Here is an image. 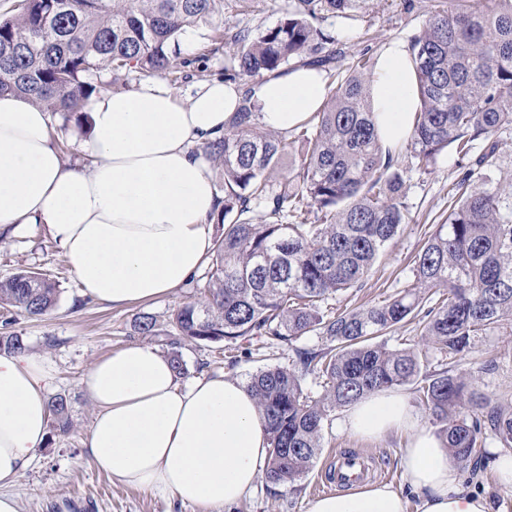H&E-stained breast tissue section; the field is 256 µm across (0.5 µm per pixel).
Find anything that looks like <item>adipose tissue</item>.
<instances>
[{
	"mask_svg": "<svg viewBox=\"0 0 512 512\" xmlns=\"http://www.w3.org/2000/svg\"><path fill=\"white\" fill-rule=\"evenodd\" d=\"M241 92L213 80L183 99L157 78L91 96L82 129L71 132L80 151L73 163L63 158L50 112L0 96V230L45 225L83 293L114 308L181 288L208 263L223 208L195 149L223 134ZM326 94L323 73L302 65L254 87L261 123L281 132L317 112ZM371 105L385 146L407 140L418 100L406 42L379 55ZM49 380L44 360L0 351V512H20L9 489L47 443ZM80 387L96 407L89 461L112 479L201 512L232 507L254 489L267 432L245 382L224 374L182 382L165 354L132 344L96 361ZM344 427L366 438L409 432L400 465L420 512H490L401 393L360 399ZM309 512L405 507L398 490L365 482L315 500Z\"/></svg>",
	"mask_w": 512,
	"mask_h": 512,
	"instance_id": "1",
	"label": "adipose tissue"
}]
</instances>
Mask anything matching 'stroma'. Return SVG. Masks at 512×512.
Wrapping results in <instances>:
<instances>
[{
  "label": "stroma",
  "mask_w": 512,
  "mask_h": 512,
  "mask_svg": "<svg viewBox=\"0 0 512 512\" xmlns=\"http://www.w3.org/2000/svg\"><path fill=\"white\" fill-rule=\"evenodd\" d=\"M438 2L367 0L353 18H330L324 26L336 36L345 60L363 54L374 57L391 41L411 39ZM257 4L256 11L249 14L225 8L215 23L234 31L244 26H269L281 19L282 0H257ZM209 33V28L202 27L189 31L183 39L182 54L192 58L193 63L177 69L172 87L180 97H187L190 88L198 83L224 76L223 51L200 61L195 58L198 45ZM398 164L406 183L407 222L376 260L363 287L330 300L332 309L379 304L409 289L414 257L426 233L447 217L453 186L470 161L448 151L428 174L412 168L406 157H399ZM23 267L44 270L59 285V299L50 315L30 319L15 313L13 329L25 337L30 354L48 362L52 372L49 392L68 397L75 430L65 437L49 434L33 466L16 480L12 492L22 512H201L198 507L123 485L91 465L85 438L95 407L81 390L79 379L97 360L138 342L135 324L140 316L148 313L166 320L174 307L197 295L206 283L205 275L194 277L183 288L158 300L113 309L83 296L66 259L42 224L31 225L22 236L0 241V278ZM49 336L57 338V346L46 345ZM182 352L189 376H198L199 365L205 361L209 372L242 380L269 365H291L294 358L292 348L285 344L239 353L232 364L215 359L205 345L189 343ZM472 360L492 364V371L483 375L479 389L493 405L512 411V322L482 337ZM346 414L343 407L331 412L323 447L308 474L275 494L266 480H259L255 491L229 512H309L320 486L338 492V484L328 483L326 474L338 458L348 453L365 458L370 467L369 480L404 489L400 456L408 442L407 434L398 432L381 440L354 435L341 426ZM463 475L466 487L488 497L491 512H512V488L498 483L492 464H485L477 474L464 470Z\"/></svg>",
  "instance_id": "stroma-1"
}]
</instances>
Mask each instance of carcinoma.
Wrapping results in <instances>:
<instances>
[{
  "instance_id": "1",
  "label": "carcinoma",
  "mask_w": 512,
  "mask_h": 512,
  "mask_svg": "<svg viewBox=\"0 0 512 512\" xmlns=\"http://www.w3.org/2000/svg\"><path fill=\"white\" fill-rule=\"evenodd\" d=\"M365 2L290 0L273 27L230 36L213 28L199 56L226 46L224 76L231 81L278 74L295 63L329 73L343 54L321 23ZM222 13L224 0H23L19 15L0 19V94L68 120L101 91L105 73L170 72L184 34ZM410 46L418 99L405 145L412 166L427 172L448 148L464 159L484 143L457 182L448 219L416 255L412 287L380 305L327 309L333 297L363 287L406 220L404 180L371 108L375 62L363 55L323 108L287 137L259 122L253 91H245L224 135L201 148L222 167L223 216H238L222 224L207 286L172 309L167 328H158L152 314L137 324L140 335L157 339L180 377L188 372L187 342L226 341L231 352L240 338L290 345L313 333L325 340V348L296 351L294 365L270 366L247 380L266 419L265 476L275 487L311 469L330 411L418 381L419 399L457 462L479 464L488 432L512 448V414L476 388L490 364L461 367L481 336L512 320V205L488 174L497 135L512 129V0H448ZM289 137L308 150L279 173ZM431 290L439 298L426 308ZM58 295L56 282L38 271L1 279L3 326L12 325L14 309L29 318L49 314ZM410 316L418 319L420 343L448 362L431 370L416 349L388 346L384 336ZM2 349L24 353L28 344L6 331ZM309 374L325 377L317 398L304 392ZM48 409L53 429L70 434L67 399L51 396Z\"/></svg>"
}]
</instances>
